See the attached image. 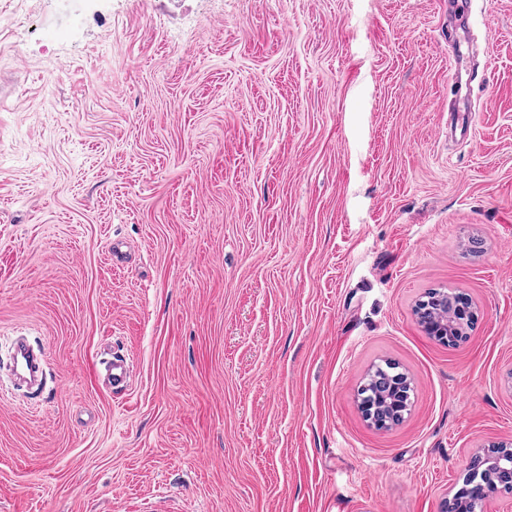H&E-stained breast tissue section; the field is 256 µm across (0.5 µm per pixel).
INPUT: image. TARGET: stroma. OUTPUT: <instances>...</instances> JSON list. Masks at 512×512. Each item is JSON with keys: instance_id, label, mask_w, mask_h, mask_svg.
I'll list each match as a JSON object with an SVG mask.
<instances>
[{"instance_id": "1", "label": "stroma", "mask_w": 512, "mask_h": 512, "mask_svg": "<svg viewBox=\"0 0 512 512\" xmlns=\"http://www.w3.org/2000/svg\"><path fill=\"white\" fill-rule=\"evenodd\" d=\"M18 336L48 376L0 393V512H440L512 442V0H0ZM451 304L454 306L458 316V325L456 327L454 335H457L458 338L456 342L466 337L468 334L467 330L471 328L475 319H476V311L472 307V304L469 300L463 295L456 294L453 298H450ZM448 336V339L455 338V336ZM132 375V362L123 355L114 354L105 370L104 382L112 394L127 390ZM375 368L368 374V379L365 381L361 394L367 395L370 400H374L375 407L378 408L387 419H394L393 413L386 408L382 401V395L388 393L390 390L395 389V385L403 382L404 374L395 373V367L392 364L385 363V366L376 365Z\"/></svg>"}]
</instances>
